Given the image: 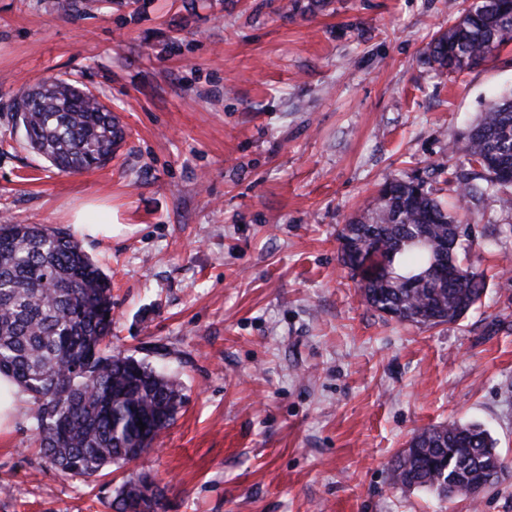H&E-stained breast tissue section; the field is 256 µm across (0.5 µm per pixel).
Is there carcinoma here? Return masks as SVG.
Segmentation results:
<instances>
[{"label":"carcinoma","mask_w":512,"mask_h":512,"mask_svg":"<svg viewBox=\"0 0 512 512\" xmlns=\"http://www.w3.org/2000/svg\"><path fill=\"white\" fill-rule=\"evenodd\" d=\"M512 42V0H470L428 47L429 63L450 73L487 62ZM28 145L59 171L112 161L123 138L117 116L75 81L49 79L23 92ZM462 152L486 186L512 187V95L489 101ZM424 183L391 178L376 202L345 224L341 261L360 275L363 299L396 321L436 327L480 301L482 276L462 265L469 235ZM448 249L452 276L427 271ZM111 281L72 235L41 224H0V374L32 400L42 456L67 478L90 479L150 454L175 420L184 395L145 359L114 351ZM145 424L140 430L136 423ZM506 468L489 431L450 421L418 431L389 463L391 484L451 500L477 499ZM162 490L141 471L116 490L115 512H157Z\"/></svg>","instance_id":"obj_1"}]
</instances>
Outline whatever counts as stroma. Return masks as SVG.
Here are the masks:
<instances>
[{
    "instance_id": "obj_1",
    "label": "stroma",
    "mask_w": 512,
    "mask_h": 512,
    "mask_svg": "<svg viewBox=\"0 0 512 512\" xmlns=\"http://www.w3.org/2000/svg\"><path fill=\"white\" fill-rule=\"evenodd\" d=\"M0 0V221L68 229L112 279V347L181 383L157 449L94 482L0 433V512H113L140 470L160 512H512V206L467 205L482 302L433 329L363 301L338 232L388 178L455 204L449 161L512 89V44L459 74L426 48L448 0ZM48 78L86 85L126 130L104 167L64 174L9 110ZM96 198L110 234L69 224ZM476 422L509 466L479 502L394 488L414 433Z\"/></svg>"
}]
</instances>
